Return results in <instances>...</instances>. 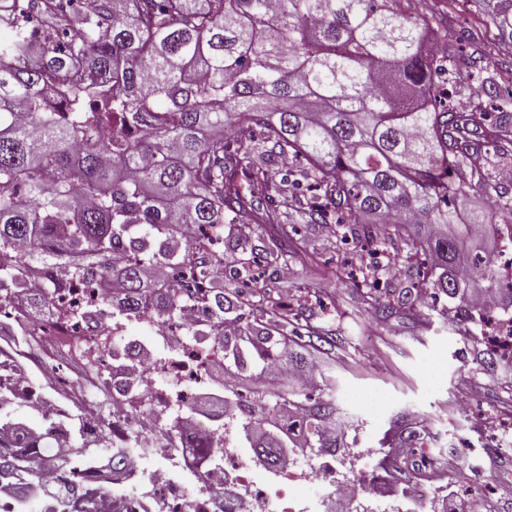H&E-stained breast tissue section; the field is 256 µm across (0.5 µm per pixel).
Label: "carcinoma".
<instances>
[{"mask_svg":"<svg viewBox=\"0 0 512 512\" xmlns=\"http://www.w3.org/2000/svg\"><path fill=\"white\" fill-rule=\"evenodd\" d=\"M512 48V0H474ZM433 33L443 44L460 37L411 12L404 0H0V301L43 287L31 313L9 329L25 359L0 373V493L24 512L28 490L43 485L40 512H96L83 480L62 492L53 472L75 475L113 451L112 410L154 416L157 430L125 427L127 448H178L182 429H196L198 460L224 448V426L237 419L239 394L224 387L219 410L186 403L161 408L150 374L114 378L113 363L140 367L143 343L123 350L99 326L148 320L162 335L179 329L176 362L207 347L244 369L288 367L280 390L255 392L241 424L242 445L262 462H281L280 449L344 448L336 430L331 382L306 405L291 376L312 372L300 352L335 340L298 319L254 277L260 262L288 260L293 214L306 224H331L342 240L396 245L386 291L361 265L360 296L380 323L412 309L428 288L448 300L472 351L493 371L497 359L476 335L480 297L499 287L494 267L467 262L465 245L499 225L484 224L456 205L488 188L483 168L512 156V95L489 92L491 108L463 112L452 96L434 94L445 69L423 51ZM295 166L283 173L279 160ZM25 191L32 204L16 199ZM226 224L268 226L277 250L239 261L233 297L224 293V255L212 248ZM79 286L100 299L77 306L60 296ZM197 313L187 327L184 310ZM261 322L255 327L250 316ZM79 322L77 336L45 333L49 317ZM54 374L77 359L79 394L59 421L45 402L34 421L19 422L7 405L27 403L25 377ZM97 414L94 431L86 417ZM203 416L200 421L197 416ZM421 433L403 426L380 440L414 448Z\"/></svg>","mask_w":512,"mask_h":512,"instance_id":"1","label":"carcinoma"}]
</instances>
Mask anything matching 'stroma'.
Returning a JSON list of instances; mask_svg holds the SVG:
<instances>
[{
  "instance_id": "35a3bbf8",
  "label": "stroma",
  "mask_w": 512,
  "mask_h": 512,
  "mask_svg": "<svg viewBox=\"0 0 512 512\" xmlns=\"http://www.w3.org/2000/svg\"><path fill=\"white\" fill-rule=\"evenodd\" d=\"M431 7L450 28L481 36L480 49L459 70L499 72L501 94L511 93L512 48L499 43L494 30L481 23L470 0H433ZM224 237L229 241L224 249V285L230 290L231 272L242 251L262 253L272 250L273 243L257 226L244 234L238 225L228 224ZM292 238L300 258L267 266L264 277L287 291L300 324L336 336L332 351L312 352L310 359L317 372L331 376V395L341 415H359L370 402L382 405V415L357 431L362 446L376 447L397 418L421 409L433 417V437L440 446L462 448L475 418L489 416L500 400L493 378L472 359L462 357L469 340L448 327L438 305L417 306L387 324L370 326L366 304L357 296L347 270L338 265L345 244L320 224L297 225ZM316 289L322 293L318 304L306 299ZM462 393L472 400L466 413L454 402L455 395Z\"/></svg>"
}]
</instances>
